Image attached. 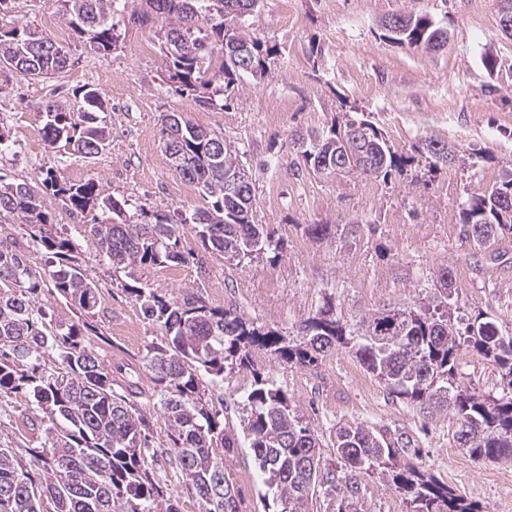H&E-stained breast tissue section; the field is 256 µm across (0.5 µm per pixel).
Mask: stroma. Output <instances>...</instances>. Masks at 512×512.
<instances>
[{
    "instance_id": "35a3bbf8",
    "label": "stroma",
    "mask_w": 512,
    "mask_h": 512,
    "mask_svg": "<svg viewBox=\"0 0 512 512\" xmlns=\"http://www.w3.org/2000/svg\"><path fill=\"white\" fill-rule=\"evenodd\" d=\"M135 0L114 15L121 39L101 54L78 34L64 47L71 65L47 81L13 78L0 92V134L9 148L0 154V175L11 182H41L46 170L60 180L94 182L100 196L125 200L131 218L140 214L203 206L200 192L184 195L183 180L166 157L161 120L184 113L214 130L235 151L254 187L252 220L272 233L277 250L236 264L205 253L191 230L180 249L185 265L152 270L148 284L160 293L202 295L213 306L287 336L326 305L347 326L393 306L447 301L457 326L482 315L512 335V241L476 246L462 235L461 204L512 167V38L498 29L499 0H261L241 26L272 47L264 79L241 76L224 95L221 109L200 108L190 95L171 90L169 61L153 28L130 15ZM58 0H0V31L26 25L44 30L43 18L59 14ZM402 13L431 18L448 28L450 40L426 55L388 42L379 22ZM151 53H140L142 43ZM499 65L489 68L488 57ZM97 88L110 110V147L94 159L78 158L29 142L44 136L45 104L78 108L86 87ZM287 111H279V104ZM351 118L374 124L407 163L385 177L323 175L305 165L293 143L296 133L325 132ZM461 152L454 165L431 168L418 147L426 138ZM52 218L62 236L79 241L83 267L97 286L99 304L92 345L107 363L141 365L159 331L144 319L123 288V276L99 255L94 240L61 202ZM326 224L319 240L308 225ZM0 241L25 255L34 272L46 267L44 249L25 226L0 221ZM453 284L441 290L439 273ZM255 369L287 392L294 408L323 442L320 466L341 468L330 435L346 425H386L414 436L419 459L440 481L485 512H512V462L476 461L457 448L459 424L451 414L423 420L413 406L392 400L384 386L348 352L338 349L315 369L280 365L254 350ZM463 386L501 395L495 365L473 353L457 364ZM249 372L208 378L212 400L223 401L227 427L239 425L238 400L248 392ZM32 397L0 395V448H34ZM241 496V512H276L247 440L224 460ZM362 512H407L387 474L365 477Z\"/></svg>"
}]
</instances>
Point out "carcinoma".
Returning a JSON list of instances; mask_svg holds the SVG:
<instances>
[{"mask_svg": "<svg viewBox=\"0 0 512 512\" xmlns=\"http://www.w3.org/2000/svg\"><path fill=\"white\" fill-rule=\"evenodd\" d=\"M65 22L91 49L109 52L120 35L112 23L116 0H60ZM232 0H141L132 19L152 23L160 49L169 59L170 83L189 91L203 108L224 101V89L248 74L262 78L271 50L236 27L239 15L228 13ZM447 30L426 16H410L407 32L383 37L423 53H436ZM248 44L251 67H237L224 51L226 40ZM70 66L68 52L52 38L28 26L0 33V71L45 81ZM45 140L52 149L73 148L92 159L109 146L108 105L97 89L83 92V105L64 111L46 106ZM359 131L350 151L337 147L330 155L331 172L364 176L388 175L405 165L378 129L365 119H349L321 139H339ZM164 151L181 179L200 188L207 205L185 216L156 214L147 223L132 224L126 202L98 198L94 183L75 185L46 171L44 184L54 188L76 215L85 218L84 236L99 254L132 283L124 290L139 304L145 319L161 331L150 342L144 367L155 384L159 405L170 431V446H151L150 423L134 401L135 382L124 393L112 390V368L104 365L86 340L90 324H72L63 332L45 333L46 313L35 298L49 283L63 298L94 315L97 287L75 256L73 240L57 234L46 199L27 182L0 180V219L38 229L49 254L48 270L32 272L22 255L0 243V394L28 389L44 427L38 448H0V512H180L152 477L160 454L170 456L200 512H226L238 500L224 471V454L235 448L237 434L224 426L206 398L201 373L224 377L226 370H249L240 427L253 450L264 481L275 491L279 512H308L317 483L336 493V512H358L362 480L381 471L410 506V512H475V506L413 461L417 445L407 432L385 425L341 426L333 448L344 461L341 470H320V439L293 408L288 395L252 369V350L262 349L278 361L315 367L338 347L377 378L389 394L419 408L426 416L448 412L459 421L458 446L476 461L512 460V336L497 323L476 318L461 329L448 319V305L385 308L365 316L349 331L328 307L309 319L302 335L288 338L254 326L231 311L210 306L194 292L162 295L143 279L148 271L186 262L177 249L180 232L192 225L205 251L239 264L269 249L264 228L255 242L251 223L253 188L231 197L224 187V168L237 166V156L224 137L181 114L162 119ZM110 215V221L95 212ZM463 234L477 245L512 237V170L500 182L473 195L461 209ZM463 351L494 363L507 385L500 397L471 392L457 379V358ZM221 444L217 451L214 444Z\"/></svg>", "mask_w": 512, "mask_h": 512, "instance_id": "cac0c4a2", "label": "carcinoma"}]
</instances>
